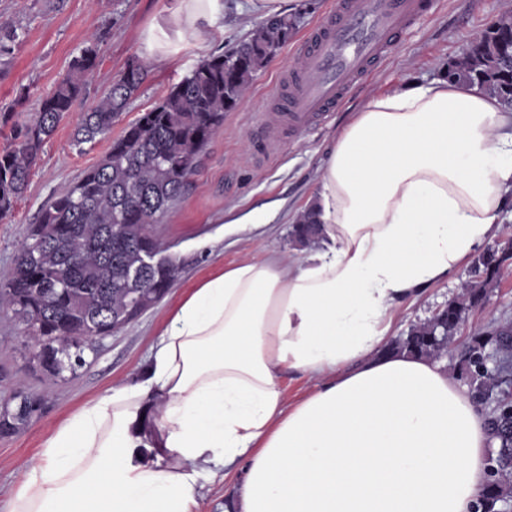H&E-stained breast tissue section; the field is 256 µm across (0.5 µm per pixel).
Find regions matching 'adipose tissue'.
<instances>
[{
  "mask_svg": "<svg viewBox=\"0 0 512 512\" xmlns=\"http://www.w3.org/2000/svg\"><path fill=\"white\" fill-rule=\"evenodd\" d=\"M224 0H179L148 30L205 45ZM512 112L476 86L370 97L328 150L322 245L224 267L174 308L137 383L73 414L12 512H197V471L242 458L224 512H473L488 415L431 358L389 349L397 308L497 237ZM312 390L288 403L282 369Z\"/></svg>",
  "mask_w": 512,
  "mask_h": 512,
  "instance_id": "obj_1",
  "label": "adipose tissue"
}]
</instances>
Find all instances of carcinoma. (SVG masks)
I'll return each instance as SVG.
<instances>
[{
	"instance_id": "carcinoma-1",
	"label": "carcinoma",
	"mask_w": 512,
	"mask_h": 512,
	"mask_svg": "<svg viewBox=\"0 0 512 512\" xmlns=\"http://www.w3.org/2000/svg\"><path fill=\"white\" fill-rule=\"evenodd\" d=\"M305 12L269 18L231 49L201 60L190 74L173 85L156 106L142 113L108 153L85 170L75 184L45 206L22 243L6 283L0 287V310L22 325V333L43 345L48 364L41 370L45 386L77 375L85 365L84 353L96 337L112 335L133 320L131 292L144 287L147 306L161 301L177 281L176 258L142 267L141 252L149 247L164 252L153 225L162 222L169 206L179 199L199 158L254 77L299 31ZM512 36V10L494 18L470 42L464 55L448 64V78L477 85L500 101L512 92L500 41ZM100 63L97 43L83 48L52 92L40 101L37 117L13 132V144L0 152V218L22 197L38 154L60 122L85 96L88 80ZM148 66L127 64L99 103L84 113L76 142L106 136L144 83ZM304 215L295 228L296 241L305 246L317 241V231ZM512 257L506 249L487 248L473 259V279L446 308V332L453 339L469 310L485 298V287ZM427 322L414 326L408 337L391 350L432 357L442 343ZM512 354V324L499 325L489 336H473L461 356L460 378L477 401L493 391L500 398L488 414L492 448L488 479L475 512H501L512 504V377L488 372L483 355L488 344ZM13 392L0 405V436L8 437L26 426L41 405L43 393L31 394L22 413L10 410Z\"/></svg>"
}]
</instances>
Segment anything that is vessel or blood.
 I'll list each match as a JSON object with an SVG mask.
<instances>
[{"mask_svg": "<svg viewBox=\"0 0 512 512\" xmlns=\"http://www.w3.org/2000/svg\"><path fill=\"white\" fill-rule=\"evenodd\" d=\"M432 6L433 0H336L304 38L301 62L283 71L281 94L255 126L261 152L274 151L284 130L307 128L336 111Z\"/></svg>", "mask_w": 512, "mask_h": 512, "instance_id": "obj_1", "label": "vessel or blood"}]
</instances>
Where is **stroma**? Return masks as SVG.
<instances>
[{
	"mask_svg": "<svg viewBox=\"0 0 512 512\" xmlns=\"http://www.w3.org/2000/svg\"><path fill=\"white\" fill-rule=\"evenodd\" d=\"M334 2L313 0L298 34L254 77L237 106L225 113L223 126L201 156L183 196L155 225L156 236L183 263L174 288L162 301L100 339L94 350L86 352V364L77 378L51 386L31 364V346L17 321L12 315H0V401L18 386L44 394L37 416L17 434L0 438V512H10L27 467L41 458L46 440L72 414L112 389L140 380L173 308L201 279L224 266L267 254L305 256V248L294 237L296 218L317 195L329 145L369 97L411 82L446 78L449 62L466 50L470 40L502 11L512 10V0H436L433 10L402 36L341 108L319 124L283 137L273 154L256 155L255 124L268 110L281 68L298 61L305 35ZM176 6L177 0H0V24L15 34L8 52L0 53V119L9 126L35 117L40 97L54 87L90 40H97L100 56L84 99L43 145L25 194L12 214L0 219V279L13 268L30 226L48 201L95 165L113 139L157 105L205 55L227 50L263 20L250 0H224V17L209 39L208 51L189 39L172 41L171 59L148 62L144 84L109 137L76 143L82 113L95 106L128 62L148 61L143 47L146 32ZM251 214L261 215L262 223H245V216ZM469 278V266H462L429 286L417 300L405 303L394 316L391 338L407 335L411 327L426 322L436 308L461 292ZM506 321H512V259L503 264L485 298L459 327L442 360L446 373L456 376L460 352L470 337L487 335ZM243 468L239 458L220 474L198 471V512H224Z\"/></svg>",
	"mask_w": 512,
	"mask_h": 512,
	"instance_id": "obj_1",
	"label": "stroma"
}]
</instances>
